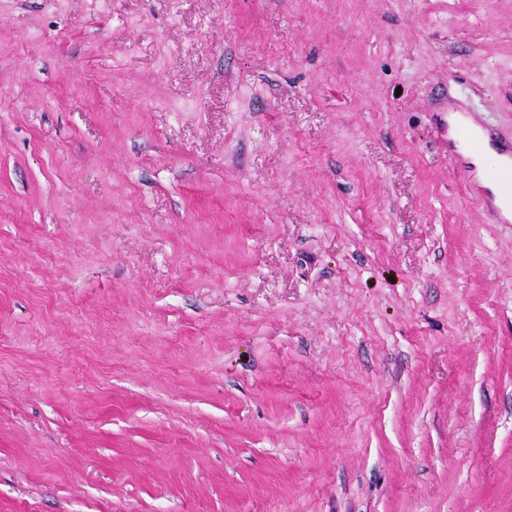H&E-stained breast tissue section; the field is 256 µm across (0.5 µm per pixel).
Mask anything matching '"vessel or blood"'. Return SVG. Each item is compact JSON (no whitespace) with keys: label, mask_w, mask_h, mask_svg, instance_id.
Returning a JSON list of instances; mask_svg holds the SVG:
<instances>
[{"label":"vessel or blood","mask_w":512,"mask_h":512,"mask_svg":"<svg viewBox=\"0 0 512 512\" xmlns=\"http://www.w3.org/2000/svg\"><path fill=\"white\" fill-rule=\"evenodd\" d=\"M458 135L474 150L482 151L487 145H496L502 160L495 167L485 170L480 176L472 178L474 194L482 199L490 217L498 223L512 222V213L496 202L495 189L502 188L512 193V144L507 142H491L490 138L481 135L469 124H458Z\"/></svg>","instance_id":"b4317fda"}]
</instances>
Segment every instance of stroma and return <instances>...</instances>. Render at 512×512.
Masks as SVG:
<instances>
[{"instance_id": "1", "label": "stroma", "mask_w": 512, "mask_h": 512, "mask_svg": "<svg viewBox=\"0 0 512 512\" xmlns=\"http://www.w3.org/2000/svg\"><path fill=\"white\" fill-rule=\"evenodd\" d=\"M512 0H0V512H512ZM457 133L476 152L482 151L487 145L497 146L500 156L503 157L502 161L485 170L479 177H473L470 183L475 196L484 201L490 217L497 223L508 224L512 221V144L496 142L486 135H480L470 124L459 123ZM492 188L507 189L511 193L510 214L504 207L496 204V195Z\"/></svg>"}]
</instances>
